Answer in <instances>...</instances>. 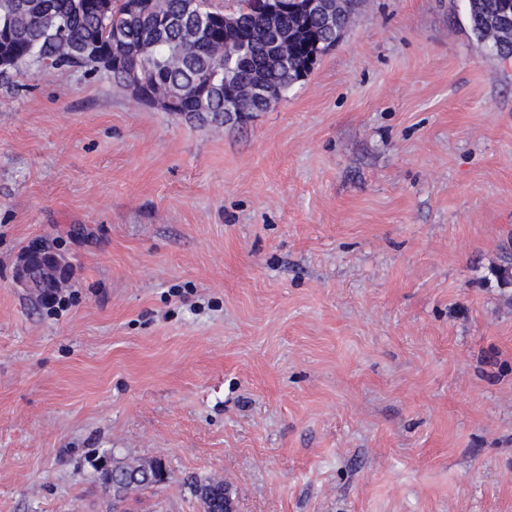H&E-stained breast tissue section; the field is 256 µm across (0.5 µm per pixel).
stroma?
<instances>
[{"instance_id": "35a3bbf8", "label": "stroma", "mask_w": 512, "mask_h": 512, "mask_svg": "<svg viewBox=\"0 0 512 512\" xmlns=\"http://www.w3.org/2000/svg\"><path fill=\"white\" fill-rule=\"evenodd\" d=\"M51 245L65 311L19 288ZM512 58L465 0H361L262 112L82 67L0 85V512H512ZM140 472L138 480L130 486L131 483H125L124 479L132 472ZM102 480L106 485L109 484L115 488L116 494L127 489L129 490H148L154 488L168 479V471L161 461L157 460H134L131 462L120 461L112 458V463L104 470H101ZM110 488V487H109ZM192 493L199 501L203 512H234L230 493L223 481L204 478L193 483ZM225 510V511H224Z\"/></svg>"}]
</instances>
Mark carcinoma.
Instances as JSON below:
<instances>
[{
	"mask_svg": "<svg viewBox=\"0 0 512 512\" xmlns=\"http://www.w3.org/2000/svg\"><path fill=\"white\" fill-rule=\"evenodd\" d=\"M512 0H467L472 32L497 56H512ZM257 0H240L231 13L210 10L206 0H0V81L31 63L99 70V59L81 53L87 43L132 62L162 109L199 121H224V109L253 104L260 86L279 99L301 81L307 65L339 41L359 0H329L335 27L296 7L266 15ZM116 493L148 490L168 479L157 460L112 459L101 471ZM192 493L203 512H224V482L204 478Z\"/></svg>",
	"mask_w": 512,
	"mask_h": 512,
	"instance_id": "cac0c4a2",
	"label": "carcinoma"
}]
</instances>
